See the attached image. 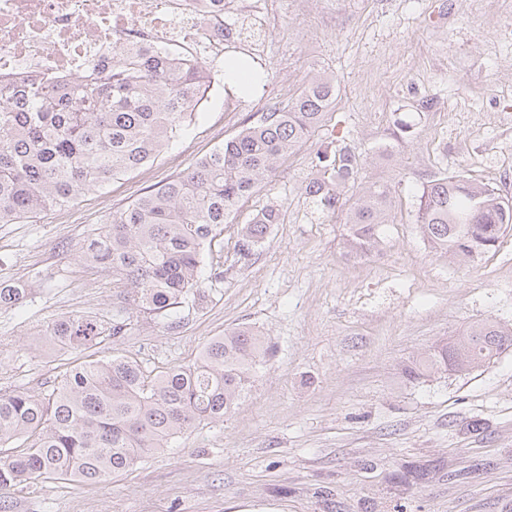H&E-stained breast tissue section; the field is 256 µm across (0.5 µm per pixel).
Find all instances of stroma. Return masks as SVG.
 Returning <instances> with one entry per match:
<instances>
[{
  "mask_svg": "<svg viewBox=\"0 0 512 512\" xmlns=\"http://www.w3.org/2000/svg\"><path fill=\"white\" fill-rule=\"evenodd\" d=\"M263 20L258 90L210 65L208 99L153 163L21 224H0V393L48 391L73 365L125 355L159 371L195 361L237 325L271 347L252 391L223 421L106 485L50 481L7 491L6 512H512V348L467 374L409 379L404 369L470 323L512 326V228L458 267L417 224L429 181L464 176L512 200V0H249ZM321 71L340 87L325 123L284 156L231 216L268 206L281 220L248 258L233 234L213 249L223 275L169 319L135 314L133 335L88 350L47 336L71 315L111 321L110 272L81 247L143 191L288 101ZM354 147L343 205L308 195L316 152ZM384 181L393 207L378 252L349 253L346 208Z\"/></svg>",
  "mask_w": 512,
  "mask_h": 512,
  "instance_id": "obj_1",
  "label": "stroma"
}]
</instances>
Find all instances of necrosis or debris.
Masks as SVG:
<instances>
[{"label":"necrosis or debris","mask_w":512,"mask_h":512,"mask_svg":"<svg viewBox=\"0 0 512 512\" xmlns=\"http://www.w3.org/2000/svg\"><path fill=\"white\" fill-rule=\"evenodd\" d=\"M214 0H0V86L83 79L118 48L220 56Z\"/></svg>","instance_id":"necrosis-or-debris-1"}]
</instances>
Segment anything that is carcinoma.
<instances>
[{"mask_svg":"<svg viewBox=\"0 0 512 512\" xmlns=\"http://www.w3.org/2000/svg\"><path fill=\"white\" fill-rule=\"evenodd\" d=\"M205 63L175 65L154 52L117 51L112 67L48 92L43 83L0 89V224H16L72 203L153 162L183 132L205 99ZM337 99L336 81L320 72L285 103H275L191 167L112 215L80 257L112 271L123 306L112 327L90 316L52 322L63 349H87L132 330L134 312L169 316L200 300L206 257L234 230L240 255L260 244L280 212L268 207L234 226L238 203L267 180L277 162L321 127ZM344 146L316 153L323 176L307 187L331 210L354 173ZM391 186L364 188L347 213L348 247L370 252L389 222ZM417 222L432 249L470 263L495 249L512 225V206L495 189L461 176L424 189ZM512 347V328L486 319L414 361L416 379L438 371L466 374ZM270 349L251 326L215 336L187 366L156 373L138 360L109 356L79 363L53 390L0 394V491L39 480L104 484L140 458L169 448L205 420H224L252 387Z\"/></svg>","mask_w":512,"mask_h":512,"instance_id":"cac0c4a2","label":"carcinoma"}]
</instances>
